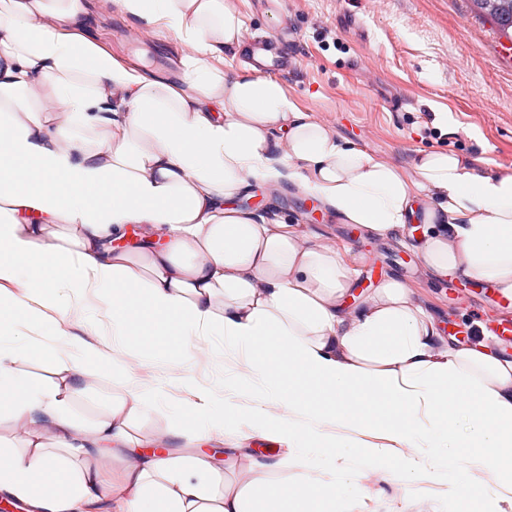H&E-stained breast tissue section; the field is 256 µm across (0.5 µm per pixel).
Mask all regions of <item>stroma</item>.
I'll return each mask as SVG.
<instances>
[{"mask_svg":"<svg viewBox=\"0 0 512 512\" xmlns=\"http://www.w3.org/2000/svg\"><path fill=\"white\" fill-rule=\"evenodd\" d=\"M243 21L242 36L286 35L295 69L281 77L289 99L341 141L394 165L416 180L422 153L444 151L476 158L484 171L512 174V54L493 25L471 13L467 0H227ZM90 35L116 57L163 73L177 72L188 49L173 32L143 30L125 18L113 0H93ZM257 211L273 209L310 244L335 251L357 270L348 299L356 305L388 277L411 288L415 301L446 334L470 341L488 315L512 319V301L492 293L484 280L431 275L413 244L383 239L354 224L340 223L322 204L293 184L255 183L239 199ZM134 375L163 381L192 375L206 385L222 380L206 358L165 367L132 362ZM387 408L364 415L365 433L340 431L331 453L337 471L323 481H354L358 492L337 497L336 512H506L490 475L472 470L465 454L454 459L463 484L456 498L423 471L402 473L412 448L388 455L385 469L369 465V445ZM199 455L223 463L228 477L250 479L248 457L270 458L281 450L255 442L240 450L206 442Z\"/></svg>","mask_w":512,"mask_h":512,"instance_id":"35a3bbf8","label":"stroma"}]
</instances>
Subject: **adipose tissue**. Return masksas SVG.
<instances>
[{"label": "adipose tissue", "instance_id": "ef3b65f1", "mask_svg": "<svg viewBox=\"0 0 512 512\" xmlns=\"http://www.w3.org/2000/svg\"><path fill=\"white\" fill-rule=\"evenodd\" d=\"M116 3L192 47L179 77L106 52L86 33L91 0H0V422L11 431L0 443V495L24 512L108 500L117 512H314L313 474L336 466L317 443L354 427L350 408L376 405L390 409L384 437L423 450L419 464L449 495L461 487L449 464L463 448L472 468L512 493V355L482 339L456 345L393 278L347 306L353 269L237 204L251 183L292 182L381 237L419 218L434 273L512 297V174L432 152L411 182L313 122L278 81L226 79L224 55L240 51L242 27L226 0ZM45 85L53 106L30 109ZM420 185L435 199L418 200ZM133 224L142 244L114 248ZM105 293L112 307L102 316L94 301ZM75 307L112 329V393L92 420L72 407L95 377L94 347L67 328ZM133 336L231 364L225 384L247 383L271 413L241 425L216 390L201 388L196 424L141 435L168 399L131 375ZM26 354L48 378L18 368ZM256 437L284 444L301 479L268 480L287 459L253 458L256 478L236 484L191 451ZM171 438L184 453L165 452ZM108 459L121 462L118 479H105Z\"/></svg>", "mask_w": 512, "mask_h": 512}]
</instances>
